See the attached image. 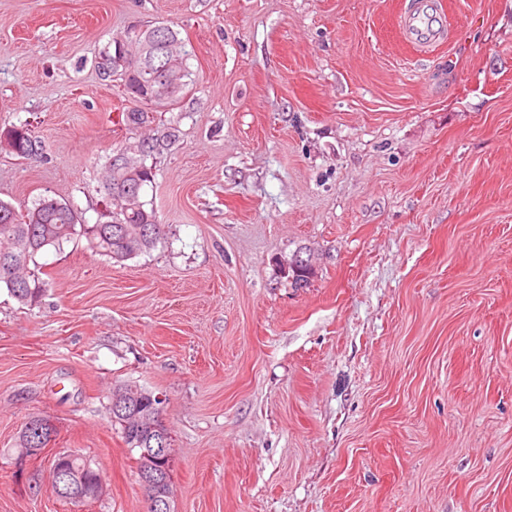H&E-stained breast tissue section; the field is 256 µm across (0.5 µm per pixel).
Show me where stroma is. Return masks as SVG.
<instances>
[{"label": "stroma", "mask_w": 512, "mask_h": 512, "mask_svg": "<svg viewBox=\"0 0 512 512\" xmlns=\"http://www.w3.org/2000/svg\"><path fill=\"white\" fill-rule=\"evenodd\" d=\"M0 0V199L95 222L134 103L99 80L113 32L167 23L198 83L147 188L164 243L117 263L38 256L0 290V512H147L109 418L162 396L176 512H512V0ZM311 252L294 287L282 269ZM107 486L74 502L19 465L26 422ZM398 15L397 25L404 39L421 50L448 40V27L431 0H415ZM4 144L20 157H32L41 153V141L26 125L13 126L0 132V146Z\"/></svg>", "instance_id": "stroma-1"}]
</instances>
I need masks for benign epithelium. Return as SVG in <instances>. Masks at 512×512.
<instances>
[{"label": "benign epithelium", "mask_w": 512, "mask_h": 512, "mask_svg": "<svg viewBox=\"0 0 512 512\" xmlns=\"http://www.w3.org/2000/svg\"><path fill=\"white\" fill-rule=\"evenodd\" d=\"M53 424L45 418H33L24 427L27 442L18 448L17 458L27 462L48 456L51 485L56 495L71 501H88L105 495L102 476L88 460L71 451H50ZM140 463V485L148 512H173L172 490L167 474L171 456L166 448L135 449Z\"/></svg>", "instance_id": "7a95c632"}]
</instances>
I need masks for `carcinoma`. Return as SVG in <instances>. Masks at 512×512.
<instances>
[{"instance_id": "obj_1", "label": "carcinoma", "mask_w": 512, "mask_h": 512, "mask_svg": "<svg viewBox=\"0 0 512 512\" xmlns=\"http://www.w3.org/2000/svg\"><path fill=\"white\" fill-rule=\"evenodd\" d=\"M119 39L135 64L112 65ZM188 58L178 32L163 23L118 32L98 53L95 64L99 79L117 83L140 104L122 113L123 125L131 132H148L117 151L120 158L106 168L99 193L112 202V223L87 224L83 212L73 204L49 195L39 197L23 212L0 199V258L10 263L9 268H0V288L23 304L37 303L47 282L41 278L36 257L49 249L63 251L76 236L85 237L93 249L117 262L146 254L167 239L170 225L159 222L150 202L144 199V189L155 179L157 160L178 138L177 129L163 123L157 114L175 109L195 89ZM2 144L24 158L37 156L42 150L41 141L25 125L1 131ZM128 183L140 184L134 200L121 190ZM110 418L128 448H156L161 443L171 447L164 427L147 434L117 413L110 414Z\"/></svg>"}]
</instances>
